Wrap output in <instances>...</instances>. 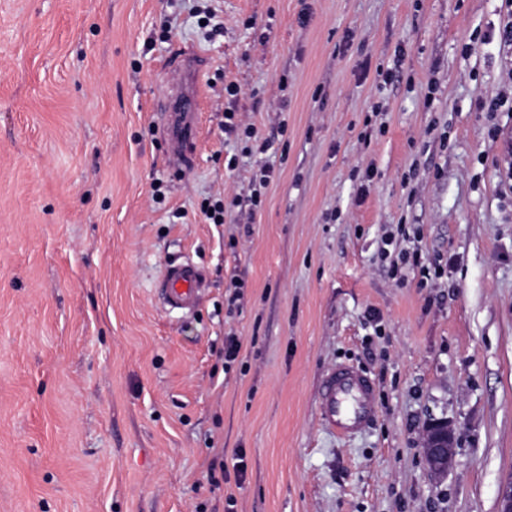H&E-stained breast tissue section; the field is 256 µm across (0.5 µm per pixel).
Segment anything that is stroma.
Instances as JSON below:
<instances>
[{
  "label": "stroma",
  "mask_w": 512,
  "mask_h": 512,
  "mask_svg": "<svg viewBox=\"0 0 512 512\" xmlns=\"http://www.w3.org/2000/svg\"><path fill=\"white\" fill-rule=\"evenodd\" d=\"M198 6L217 7L218 35L183 0H0V512H498L512 112L476 103L512 94V54L482 39L503 0ZM398 47L403 83L363 77ZM186 54L199 135L180 170L162 105ZM228 111L259 140L225 133ZM265 162L256 216L206 223L201 200L247 195ZM400 224L396 251L441 277L381 258ZM186 258L204 290L193 313L166 312L159 280ZM339 363L376 383L377 418L350 437L319 411ZM433 418L457 429L439 483L419 448ZM215 460L243 462L240 481L211 488Z\"/></svg>",
  "instance_id": "obj_1"
}]
</instances>
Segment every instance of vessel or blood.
<instances>
[{
  "label": "vessel or blood",
  "instance_id": "obj_1",
  "mask_svg": "<svg viewBox=\"0 0 512 512\" xmlns=\"http://www.w3.org/2000/svg\"><path fill=\"white\" fill-rule=\"evenodd\" d=\"M198 72L197 61L187 57L171 75L165 131L169 157L177 165L189 164L194 159L193 145L199 132ZM160 287L166 310L189 314L198 304L202 273L193 262H173L165 267ZM375 390V382L359 369L337 365L322 381L319 409L325 425L343 436L367 428L376 414Z\"/></svg>",
  "mask_w": 512,
  "mask_h": 512
}]
</instances>
